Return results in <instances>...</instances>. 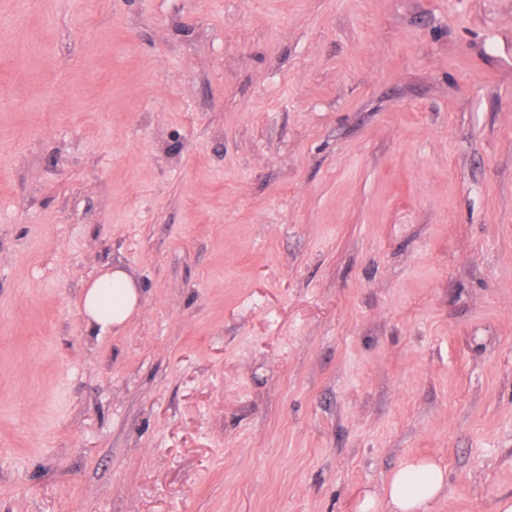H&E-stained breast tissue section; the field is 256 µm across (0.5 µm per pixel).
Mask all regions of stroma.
Returning <instances> with one entry per match:
<instances>
[{
	"mask_svg": "<svg viewBox=\"0 0 512 512\" xmlns=\"http://www.w3.org/2000/svg\"><path fill=\"white\" fill-rule=\"evenodd\" d=\"M420 457L430 512L512 496V0H0V512H356ZM142 288L128 272L108 270L88 282L81 306L88 326L99 333L123 326L139 307Z\"/></svg>",
	"mask_w": 512,
	"mask_h": 512,
	"instance_id": "35a3bbf8",
	"label": "stroma"
}]
</instances>
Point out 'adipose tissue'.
<instances>
[{"mask_svg":"<svg viewBox=\"0 0 512 512\" xmlns=\"http://www.w3.org/2000/svg\"><path fill=\"white\" fill-rule=\"evenodd\" d=\"M142 290L128 272L108 270L88 282L81 306L88 326L105 333L123 326L139 307ZM447 487L445 470L428 458L411 460L395 470L383 498L366 494L357 512H428Z\"/></svg>","mask_w":512,"mask_h":512,"instance_id":"obj_1","label":"adipose tissue"}]
</instances>
